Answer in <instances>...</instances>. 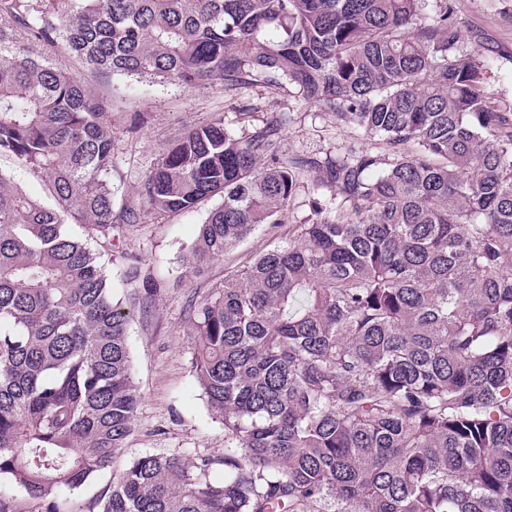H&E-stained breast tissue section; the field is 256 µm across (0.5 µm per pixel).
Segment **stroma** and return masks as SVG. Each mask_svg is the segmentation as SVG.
<instances>
[{
	"instance_id": "1",
	"label": "stroma",
	"mask_w": 512,
	"mask_h": 512,
	"mask_svg": "<svg viewBox=\"0 0 512 512\" xmlns=\"http://www.w3.org/2000/svg\"><path fill=\"white\" fill-rule=\"evenodd\" d=\"M448 19L459 31L460 50L477 53L484 64L490 97L499 107L512 109V0H448ZM95 88L112 99L113 181L125 196L135 194L145 172L186 129L219 118L239 132L263 127L275 113H287L279 137L282 152L291 158H320L351 145L388 150L380 138L308 104L293 85L254 84L228 92L219 82L186 88L116 76L99 80ZM247 105L253 111L246 115L242 109ZM330 197L328 188L317 190L309 179H301L283 223L255 227L197 275L185 271L181 257L195 242L205 209L164 216L141 205L140 222L130 229L124 249L138 260L142 277L155 279L158 286L148 292L121 285L114 290L115 299L132 314L129 345L141 395L137 420L111 467L74 493L73 512H98L113 479L145 454L189 460L223 455L224 423L210 410L191 371L189 309L223 283L227 273L287 241L294 225L312 217L315 202Z\"/></svg>"
}]
</instances>
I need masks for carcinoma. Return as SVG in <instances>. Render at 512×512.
I'll return each mask as SVG.
<instances>
[{"mask_svg":"<svg viewBox=\"0 0 512 512\" xmlns=\"http://www.w3.org/2000/svg\"><path fill=\"white\" fill-rule=\"evenodd\" d=\"M432 2L0 0V157L46 178L36 198L0 169V480L71 512L140 398L129 314L89 246L139 223L112 182V103L30 52L45 42L95 78L294 84L391 148L290 160L282 112L239 135L203 123L145 174L160 213L218 199L198 271L282 223L305 174L336 212L191 310L224 456H142L101 512H512V110Z\"/></svg>","mask_w":512,"mask_h":512,"instance_id":"carcinoma-1","label":"carcinoma"}]
</instances>
